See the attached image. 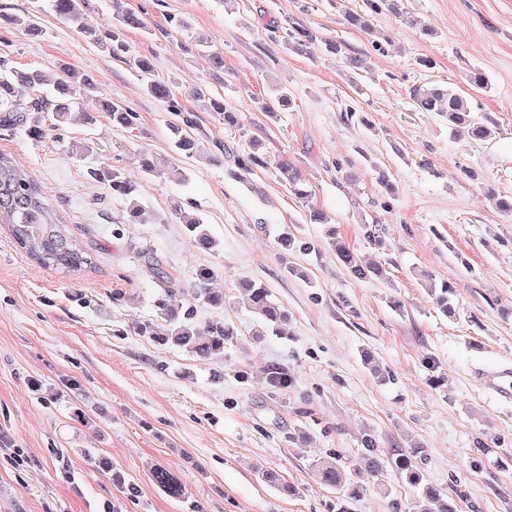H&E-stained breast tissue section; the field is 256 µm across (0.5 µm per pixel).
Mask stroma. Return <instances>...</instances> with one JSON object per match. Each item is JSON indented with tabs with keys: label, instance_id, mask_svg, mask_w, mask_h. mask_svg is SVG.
Wrapping results in <instances>:
<instances>
[{
	"label": "stroma",
	"instance_id": "stroma-1",
	"mask_svg": "<svg viewBox=\"0 0 512 512\" xmlns=\"http://www.w3.org/2000/svg\"><path fill=\"white\" fill-rule=\"evenodd\" d=\"M127 4L149 22L127 31L131 53L154 57L181 112L146 95L133 65L93 43L89 32L107 26L112 0H84L65 24L47 0H0L1 14L40 13L44 29H0V60L100 79L99 95L78 103L95 112L94 124L56 129L51 113H27L46 130L39 140L0 127V151L44 185L94 261L79 272L46 269L0 231V512H336L335 493L311 465L335 454L356 460L366 434L387 460L422 449L424 482L461 483L462 512H512V402L481 384L483 372L512 369V217L484 193L490 185L512 195V160L494 150L512 139V0H401L402 15H372L371 36L348 27L331 0ZM172 15L187 29L172 26ZM292 20L317 36L305 52L267 32ZM199 37L223 51V73H212ZM420 57L434 69L420 68ZM475 70L488 89L469 84ZM430 80L465 95L495 140L473 142L436 113L414 111L411 86ZM276 84L292 108L257 111L254 98ZM102 95L135 109L136 126H113ZM213 97L239 126L211 112ZM185 118L200 155L172 152L170 127ZM254 138L268 158L288 156L300 169L307 202L288 194L274 168L236 176L235 158ZM144 152L176 174L145 176ZM101 164L135 184L147 223H128V201L89 177ZM313 208L326 223H310ZM184 210L206 224L214 248L193 245ZM371 224L380 228L374 240ZM287 229L312 249H282ZM334 235L365 262L385 264L388 280L346 273L329 246ZM144 251L187 286L198 270L212 271L226 302L194 304V320L234 328L223 357L201 359L140 333L145 323L166 326ZM429 276L453 285L455 317L434 304ZM243 281L263 283L287 309L283 335H264L238 302ZM279 372L287 387L273 384ZM155 464L184 479L185 499L154 484ZM259 466L282 486L258 478ZM358 491L352 512H417L419 492L395 468L379 480L360 476Z\"/></svg>",
	"mask_w": 512,
	"mask_h": 512
}]
</instances>
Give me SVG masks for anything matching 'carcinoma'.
Wrapping results in <instances>:
<instances>
[{
    "label": "carcinoma",
    "instance_id": "cac0c4a2",
    "mask_svg": "<svg viewBox=\"0 0 512 512\" xmlns=\"http://www.w3.org/2000/svg\"><path fill=\"white\" fill-rule=\"evenodd\" d=\"M396 2L397 0H366V9L358 11L349 7L346 0H338L336 10L341 12L346 25L371 35L374 29L370 13H377L385 7L395 12ZM80 5L81 0H50L53 14L62 22L75 18L79 14ZM112 12L113 21L102 31L92 34L93 41L102 53L112 59L131 62L141 77L147 95L170 103L174 112L180 111L170 83L158 74L155 59L145 55H130L125 32L147 28V18L141 12L127 6L126 0H112ZM0 27H12L36 36L43 33L35 15L29 13L0 14ZM279 37L284 39L285 45L289 48L302 52L316 35L306 28L297 27L293 31L282 29ZM19 86H26L35 91H50L53 95L54 120L64 124L71 115L75 100L98 91L99 78L91 71L77 73L66 68L58 71H18L1 60L0 123L11 126L25 124V108L16 99V89ZM410 98L416 111L438 113L446 119L449 129L462 132L471 140L486 141L493 135V129L472 111L470 101L446 86L433 81L420 83L412 86ZM291 105L288 89L284 86H275L268 97L256 101L255 109L260 112H274ZM102 106L103 111L112 116L113 125L126 129L135 126L136 112L124 102L104 99ZM211 110L216 112L225 124L233 127L240 125L238 114L228 110L221 100L212 99ZM173 135V146L177 154L190 157L201 151L198 140L185 132L183 127L173 126ZM236 162L238 169L246 174L251 173L256 167L268 165L261 151V144L256 141L251 142L249 153L236 157ZM276 169L281 185L291 196L299 200L308 198V186L302 178L301 171L288 161V158H278ZM89 175L94 180L108 185L112 194L129 200L130 220L143 222V209L135 199V188L119 167L91 168ZM486 196L499 212L512 213V196L501 194L494 188L487 189ZM182 220L194 243L206 248L215 246V241L199 219L184 214ZM0 224L7 226L16 246L31 260L47 269L76 272L92 267L93 260L84 243L65 231L60 216L47 203L43 186L4 152H0ZM331 247L335 251L336 261L350 275L365 277L371 273L377 278L384 277L382 267H364L358 255L341 240L332 238ZM211 278L212 274L207 269L197 272L193 296L201 303L214 307L222 306L225 296L208 287ZM427 283L436 306L445 313L452 312L453 288L446 282L436 285L430 276L427 277ZM165 284V299L159 304V311L169 327L161 334L148 323L142 326L141 333L145 336H158L160 340L172 342L203 359L224 356V348L234 336L233 329L221 322L196 325L190 321V312L183 309L181 280L167 277ZM240 295L242 304L256 314L272 334L280 333L282 327L288 323V311L272 300L269 290L264 285L244 284L241 286ZM420 453L421 449L412 448L401 453L394 462L398 473L408 483L420 489V512H459V501L464 498L462 487L457 486L445 495L434 486L422 483L418 467ZM312 470L321 485L336 492L337 512H352L351 504L355 498V493L350 487L352 477L366 473L381 478L385 474V465L377 440L372 436H366L362 440L360 455L351 467L348 468L337 461H320L313 465ZM150 475L152 481L170 497L177 500L184 498V483L166 468L156 465L151 468Z\"/></svg>",
    "mask_w": 512,
    "mask_h": 512
}]
</instances>
